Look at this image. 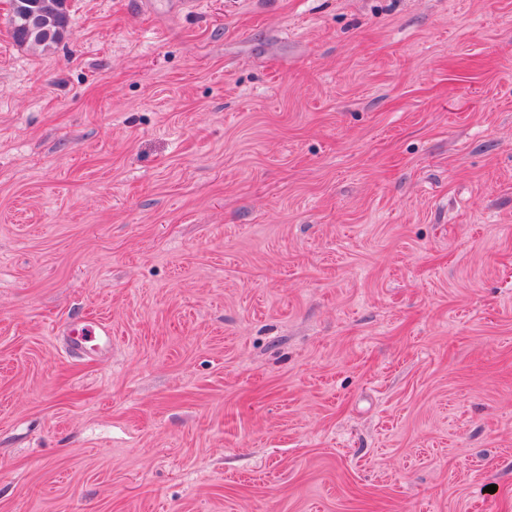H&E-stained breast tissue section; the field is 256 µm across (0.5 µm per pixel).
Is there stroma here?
<instances>
[{
  "instance_id": "35a3bbf8",
  "label": "stroma",
  "mask_w": 512,
  "mask_h": 512,
  "mask_svg": "<svg viewBox=\"0 0 512 512\" xmlns=\"http://www.w3.org/2000/svg\"><path fill=\"white\" fill-rule=\"evenodd\" d=\"M193 2L0 0V512H512V0ZM66 0H11L9 26L13 39L21 44L48 46L67 33ZM73 336H77L69 344L74 352H79L85 348L112 344V325L102 320L88 321L78 330H71Z\"/></svg>"
}]
</instances>
